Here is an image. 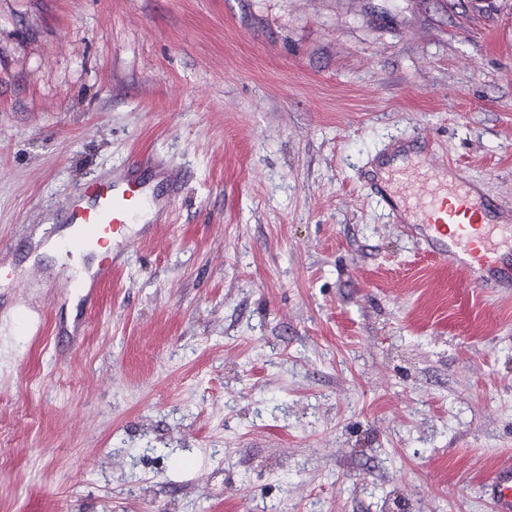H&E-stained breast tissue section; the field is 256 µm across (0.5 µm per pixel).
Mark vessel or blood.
I'll list each match as a JSON object with an SVG mask.
<instances>
[{"instance_id":"b4317fda","label":"vessel or blood","mask_w":512,"mask_h":512,"mask_svg":"<svg viewBox=\"0 0 512 512\" xmlns=\"http://www.w3.org/2000/svg\"><path fill=\"white\" fill-rule=\"evenodd\" d=\"M391 179L371 182L372 192L388 207L402 231L422 241L428 254L463 280L493 288L512 287V209L463 176L443 181L444 165L430 152ZM142 158L127 168L85 184L62 211L70 235L67 254H86L85 277L63 280V287L82 293L92 308L97 290L111 283L134 244L151 238L167 223L178 194L177 182L154 185L142 176ZM494 512H512V464L486 484Z\"/></svg>"}]
</instances>
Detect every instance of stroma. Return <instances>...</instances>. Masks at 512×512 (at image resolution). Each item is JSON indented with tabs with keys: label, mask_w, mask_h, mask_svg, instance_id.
<instances>
[{
	"label": "stroma",
	"mask_w": 512,
	"mask_h": 512,
	"mask_svg": "<svg viewBox=\"0 0 512 512\" xmlns=\"http://www.w3.org/2000/svg\"><path fill=\"white\" fill-rule=\"evenodd\" d=\"M417 135L512 204V0H0V245L185 174L72 341L0 252V512H493L512 288L371 195Z\"/></svg>",
	"instance_id": "35a3bbf8"
}]
</instances>
